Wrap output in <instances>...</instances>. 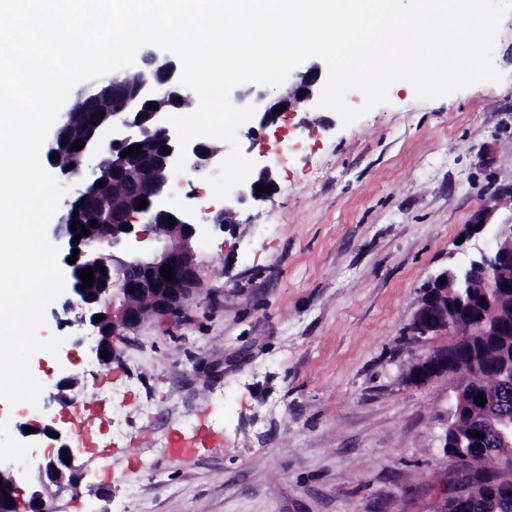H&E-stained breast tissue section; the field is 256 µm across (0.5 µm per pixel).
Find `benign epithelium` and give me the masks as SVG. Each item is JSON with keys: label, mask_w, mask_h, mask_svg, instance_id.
I'll return each instance as SVG.
<instances>
[{"label": "benign epithelium", "mask_w": 512, "mask_h": 512, "mask_svg": "<svg viewBox=\"0 0 512 512\" xmlns=\"http://www.w3.org/2000/svg\"><path fill=\"white\" fill-rule=\"evenodd\" d=\"M180 71L178 58L154 50L151 62L139 66L136 80L114 75L98 83L81 95L80 105L63 114L45 153L46 163L61 181L76 185L60 223L53 229L57 240L67 242L66 257L79 250L76 263L69 265L72 275L65 307H76L87 293L98 289L96 284L82 288L80 270L102 265L112 270V297L103 299L106 311L102 312L112 324L111 332L104 334L102 323L92 322V331L76 340L78 344L92 343L91 350L102 365L115 359L116 342L124 333L154 317H174L202 289L193 250L201 225L212 224L222 229L240 208L263 203L279 190L272 168L259 161L257 174L218 204L208 203L198 194L191 195L194 202L189 204L172 199L169 186L178 142L165 117L184 110L187 102L194 101L193 92L178 84ZM321 77L320 65L313 62L295 73L294 81L273 98L265 92L252 99L247 92L235 93L237 103L247 102L256 108L254 126L247 136L251 138L277 122L280 114L273 113L275 107H283L285 113L300 107L315 108L322 88ZM153 103L157 108H149ZM78 140L84 141V147L75 150L73 145ZM135 144L142 145L139 154L122 157L121 152ZM164 146L170 153L161 152ZM53 153L59 155V160L51 161ZM223 158L224 148L195 139L187 148L185 173L203 179L217 173ZM105 165L110 169L104 177L106 184L101 188L90 186ZM257 184L269 191L257 193ZM142 200L147 202L144 209L138 208ZM509 203L512 197L490 198L466 225L465 239L486 233L491 215ZM84 215L100 224L112 225V230L73 243L62 229L75 219L82 220ZM169 217L176 220L172 226L166 222ZM126 223L132 229L124 228ZM494 237L498 241L495 249L480 250L468 262L450 265L429 280L421 290L407 327V334L415 343H429L431 347L410 362L404 381L413 386H425L440 378L454 382L456 402L451 405L442 437L449 469L438 489L440 512H448L450 505L476 506L481 490L463 479V475L472 457L489 445L504 449L499 465L505 480L499 486L504 495L512 496V409L506 408L502 400L490 397L485 405H478L475 398L483 397V391L472 390L461 397V372L475 365L477 356L473 353L461 358L455 354L456 345L465 342V338L455 334V328L462 323L475 325L482 336L512 335V312L501 313L493 330L484 328L486 306L512 300V278L501 275L503 269L512 267V221L494 225ZM117 251L128 252L127 258H115ZM166 265L175 269L171 281L161 275V268ZM443 277L446 283L441 285ZM103 349L109 357H101ZM462 412L482 417L467 435L455 430L456 417ZM46 420L36 433L51 441L48 456L34 461L27 469L0 463V512H51L47 496L52 488L77 490L83 484L92 485V448L65 430L63 423L67 419L49 414ZM51 432L59 437L49 436ZM64 450L70 457L68 464L63 461ZM24 482L29 483L25 504L16 496L18 485ZM7 494L14 501L11 508L7 507Z\"/></svg>", "instance_id": "benign-epithelium-1"}]
</instances>
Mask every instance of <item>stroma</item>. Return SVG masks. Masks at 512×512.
<instances>
[{"label":"stroma","mask_w":512,"mask_h":512,"mask_svg":"<svg viewBox=\"0 0 512 512\" xmlns=\"http://www.w3.org/2000/svg\"><path fill=\"white\" fill-rule=\"evenodd\" d=\"M493 61L501 83L430 101L393 85L350 126L297 109L243 154L266 151L279 191L195 240L203 289L99 365L56 299L36 353L37 406L0 400V461L25 466L63 377L91 406L98 497L63 491L52 512H434L448 471L451 382H404L422 346L407 326L437 272L492 250L461 242L493 192L512 188V14ZM191 440L190 457L170 454Z\"/></svg>","instance_id":"1"}]
</instances>
